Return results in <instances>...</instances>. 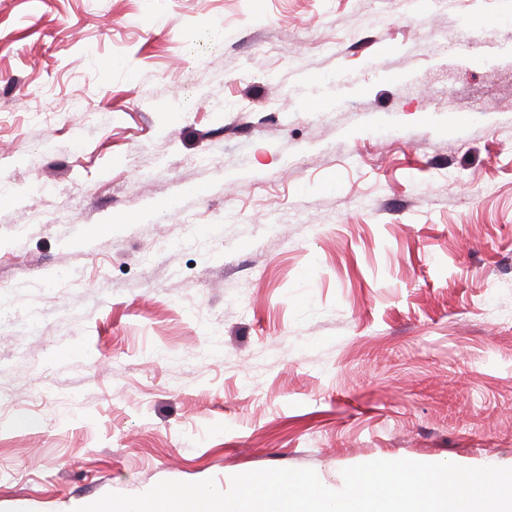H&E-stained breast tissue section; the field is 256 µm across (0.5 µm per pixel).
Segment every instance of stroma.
I'll return each mask as SVG.
<instances>
[{
    "label": "stroma",
    "instance_id": "stroma-1",
    "mask_svg": "<svg viewBox=\"0 0 512 512\" xmlns=\"http://www.w3.org/2000/svg\"><path fill=\"white\" fill-rule=\"evenodd\" d=\"M0 280V512L512 467V0H0Z\"/></svg>",
    "mask_w": 512,
    "mask_h": 512
}]
</instances>
